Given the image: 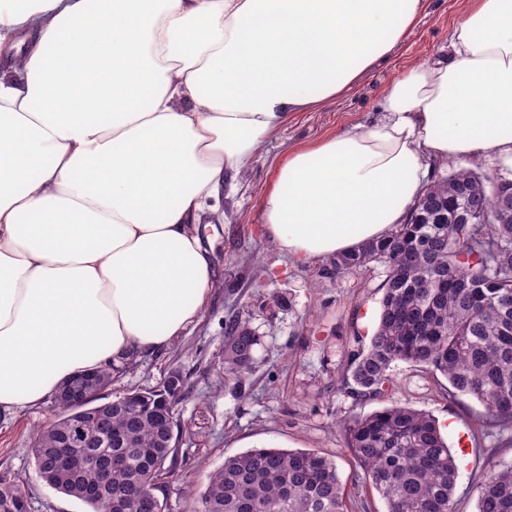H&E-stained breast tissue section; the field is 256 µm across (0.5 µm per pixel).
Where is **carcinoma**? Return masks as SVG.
Masks as SVG:
<instances>
[{
    "label": "carcinoma",
    "instance_id": "1",
    "mask_svg": "<svg viewBox=\"0 0 512 512\" xmlns=\"http://www.w3.org/2000/svg\"><path fill=\"white\" fill-rule=\"evenodd\" d=\"M465 203L464 224L448 223ZM372 262L384 267L380 316L368 346L355 350L348 370L359 396L381 395L392 364L430 367L448 379V395L483 404V423L512 432V180L459 168L433 180L406 222L387 237L330 258L336 273ZM257 338L248 320L224 327L223 374L251 370ZM82 406L67 393L58 419L39 432L33 452L40 478L91 512H169L175 407L183 384L131 391L99 426L84 412L100 406L112 369L93 373ZM355 456L386 512H455L457 465L436 421L406 406H391L344 425ZM112 456L111 485L99 483L90 456ZM159 487L153 502L134 498L139 485ZM478 512H512V466L478 477ZM198 512H346L335 462L301 449L252 448L224 459L203 490L189 493ZM24 482L0 473V512H28Z\"/></svg>",
    "mask_w": 512,
    "mask_h": 512
}]
</instances>
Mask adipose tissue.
<instances>
[{
  "label": "adipose tissue",
  "instance_id": "obj_1",
  "mask_svg": "<svg viewBox=\"0 0 512 512\" xmlns=\"http://www.w3.org/2000/svg\"><path fill=\"white\" fill-rule=\"evenodd\" d=\"M425 0H0V411L168 348L201 317L200 226L295 113L337 100ZM382 115L289 152L261 203L302 259L402 224L427 161L512 154V0H470Z\"/></svg>",
  "mask_w": 512,
  "mask_h": 512
}]
</instances>
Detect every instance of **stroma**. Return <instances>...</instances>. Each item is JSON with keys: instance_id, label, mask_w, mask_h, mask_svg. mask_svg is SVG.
Here are the masks:
<instances>
[{"instance_id": "stroma-1", "label": "stroma", "mask_w": 512, "mask_h": 512, "mask_svg": "<svg viewBox=\"0 0 512 512\" xmlns=\"http://www.w3.org/2000/svg\"><path fill=\"white\" fill-rule=\"evenodd\" d=\"M468 0H427L408 38L373 74L341 100L289 119L247 163L226 179L204 235L215 240V286L199 321L166 349L115 371L109 398L158 387L179 373L186 395L177 407L178 455L169 490L170 512H187V491L202 490L224 459L254 447L309 449L330 457L346 488L348 512H386L345 446V422L391 404L431 414L456 458V512H477L476 477L512 463V447L484 435L482 404L449 397L447 379L427 367L399 362L385 394L353 396L341 384L350 354L367 346L380 314L383 268L333 272L328 259L288 257L262 231L261 201L288 151L378 117L382 93L401 70L448 45ZM245 315L260 343L241 380L219 379L224 325ZM58 417L56 403L0 412V472L23 480L29 512H89L82 501L56 492L39 477L31 448Z\"/></svg>"}]
</instances>
